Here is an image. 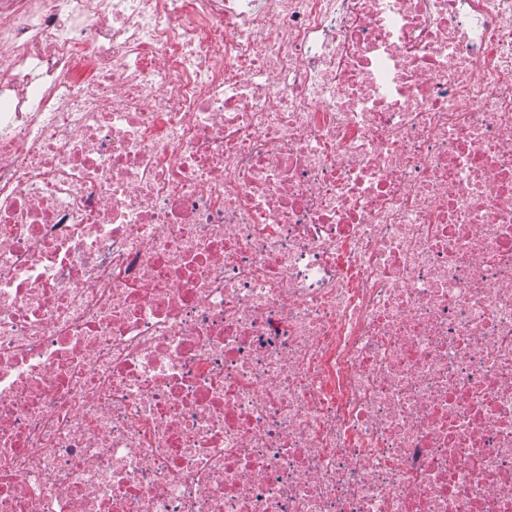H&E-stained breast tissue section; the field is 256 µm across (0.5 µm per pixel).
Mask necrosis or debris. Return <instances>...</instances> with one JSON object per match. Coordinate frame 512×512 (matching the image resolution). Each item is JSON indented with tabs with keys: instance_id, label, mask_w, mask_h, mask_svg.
Returning <instances> with one entry per match:
<instances>
[{
	"instance_id": "necrosis-or-debris-1",
	"label": "necrosis or debris",
	"mask_w": 512,
	"mask_h": 512,
	"mask_svg": "<svg viewBox=\"0 0 512 512\" xmlns=\"http://www.w3.org/2000/svg\"><path fill=\"white\" fill-rule=\"evenodd\" d=\"M0 512H512V0H0Z\"/></svg>"
}]
</instances>
